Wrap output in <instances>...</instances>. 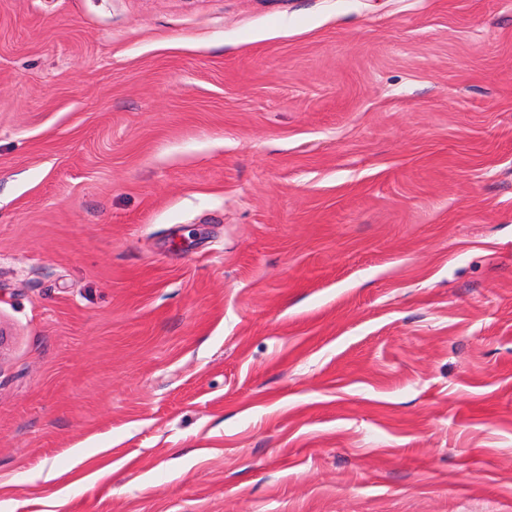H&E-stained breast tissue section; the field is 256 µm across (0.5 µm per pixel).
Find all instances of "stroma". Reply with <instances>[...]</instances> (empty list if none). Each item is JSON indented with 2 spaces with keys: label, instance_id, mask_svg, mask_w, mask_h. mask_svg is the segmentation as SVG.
<instances>
[{
  "label": "stroma",
  "instance_id": "stroma-1",
  "mask_svg": "<svg viewBox=\"0 0 512 512\" xmlns=\"http://www.w3.org/2000/svg\"><path fill=\"white\" fill-rule=\"evenodd\" d=\"M0 512H512V0H0Z\"/></svg>",
  "mask_w": 512,
  "mask_h": 512
}]
</instances>
